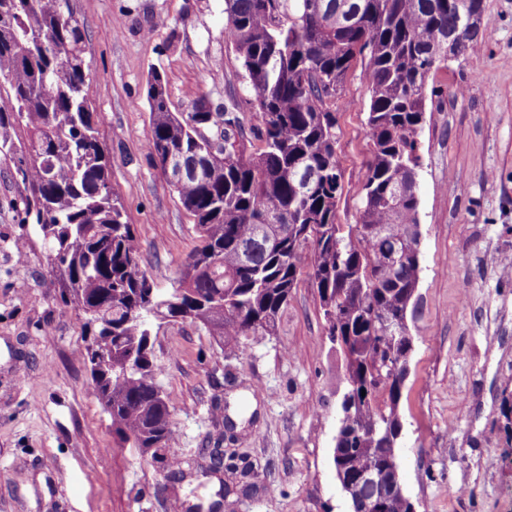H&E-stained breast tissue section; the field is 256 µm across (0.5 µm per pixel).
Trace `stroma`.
Instances as JSON below:
<instances>
[{
  "mask_svg": "<svg viewBox=\"0 0 512 512\" xmlns=\"http://www.w3.org/2000/svg\"><path fill=\"white\" fill-rule=\"evenodd\" d=\"M110 184L158 288H171L196 245L182 206L146 145L151 68L173 111L200 96L244 104L246 83L224 40V0H77ZM484 37L431 73L419 136L420 300L402 389L401 484L418 512H512V0H487ZM368 91L352 73L338 103V220L356 223L366 175ZM0 159V512H169L173 501L223 512H353L332 460L345 361L301 276L273 334L244 357L189 322L153 331L156 381L176 437L157 456L123 445L92 392L86 336L63 312L33 224L17 223L18 189ZM257 414L237 448L253 477L189 478L168 463L208 464L225 402Z\"/></svg>",
  "mask_w": 512,
  "mask_h": 512,
  "instance_id": "obj_1",
  "label": "stroma"
}]
</instances>
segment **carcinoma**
I'll use <instances>...</instances> for the list:
<instances>
[{
  "instance_id": "1",
  "label": "carcinoma",
  "mask_w": 512,
  "mask_h": 512,
  "mask_svg": "<svg viewBox=\"0 0 512 512\" xmlns=\"http://www.w3.org/2000/svg\"><path fill=\"white\" fill-rule=\"evenodd\" d=\"M485 0H225V41L259 114L246 152L239 115L221 105L173 112L164 74L147 80L149 154L194 218L198 243L163 291L141 265L84 93L91 74L75 0H0V155L19 188L20 224H35L59 300L83 321L96 398L119 440L142 454L174 440L155 379L154 322L188 319L240 354L269 336L299 277L316 288L327 335L344 355L334 464L343 489L380 477L381 510L412 512L396 461L398 412L419 282L418 131L425 85L448 67V35ZM370 93L372 150L356 224L337 222L336 102L357 63ZM389 322L394 334L382 324ZM224 413V432L253 424ZM199 465L240 473L237 448Z\"/></svg>"
}]
</instances>
